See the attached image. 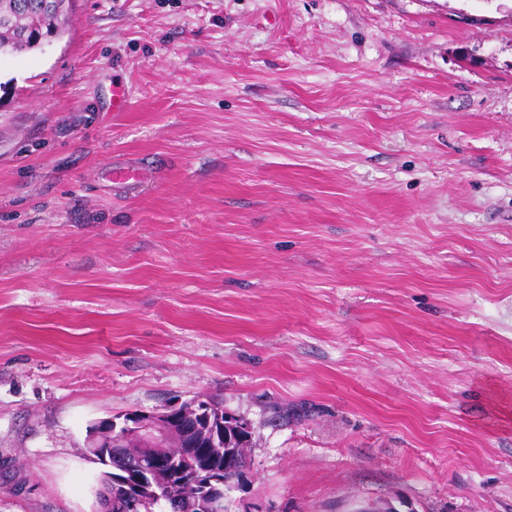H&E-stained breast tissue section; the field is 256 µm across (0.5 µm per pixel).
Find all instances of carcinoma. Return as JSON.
<instances>
[{
	"mask_svg": "<svg viewBox=\"0 0 512 512\" xmlns=\"http://www.w3.org/2000/svg\"><path fill=\"white\" fill-rule=\"evenodd\" d=\"M69 10L70 0H0V55L34 49L40 36L60 35ZM169 430L177 447L167 449L168 466L150 478L153 488L137 492L102 472L101 486L126 503L123 512H156L155 491L177 502L182 512H202L199 484L209 473L224 471L230 476L250 465V431L243 434L230 425L217 441L212 428L200 421L185 426L171 422ZM124 453L133 466L149 469L159 450L126 447Z\"/></svg>",
	"mask_w": 512,
	"mask_h": 512,
	"instance_id": "obj_1",
	"label": "carcinoma"
}]
</instances>
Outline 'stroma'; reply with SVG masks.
Instances as JSON below:
<instances>
[{"label": "stroma", "instance_id": "35a3bbf8", "mask_svg": "<svg viewBox=\"0 0 512 512\" xmlns=\"http://www.w3.org/2000/svg\"><path fill=\"white\" fill-rule=\"evenodd\" d=\"M200 393L233 512H512V0H73L0 58V512ZM183 402L167 407L163 412L132 411L119 416L99 420L98 428L107 432L119 430L123 439L128 437L139 438L147 442H160L165 438L167 421L180 420L185 422L187 413L182 408ZM125 416V417H124Z\"/></svg>", "mask_w": 512, "mask_h": 512}]
</instances>
